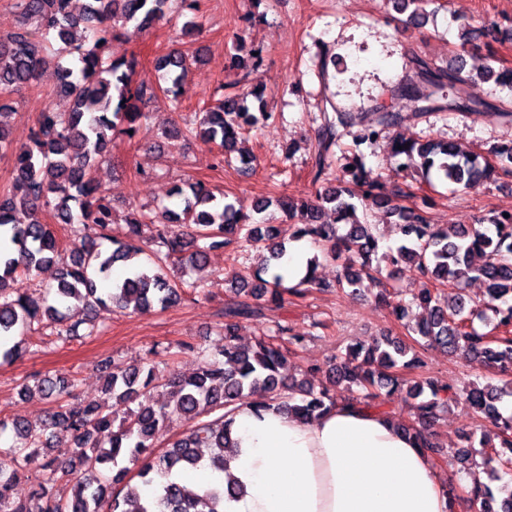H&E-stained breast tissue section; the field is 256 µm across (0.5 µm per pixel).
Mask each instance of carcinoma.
<instances>
[{
    "label": "carcinoma",
    "instance_id": "1",
    "mask_svg": "<svg viewBox=\"0 0 512 512\" xmlns=\"http://www.w3.org/2000/svg\"><path fill=\"white\" fill-rule=\"evenodd\" d=\"M173 0H83L75 12L73 0H19L26 26L0 34V149L10 146L4 117L12 109V92L32 85L40 66L53 51L52 40L62 42L60 65L64 80L59 91L73 99V108L58 112L46 106L39 112L30 143L11 154L13 181L0 191V231L7 244L0 248V337L24 336L35 323L56 331L60 339L94 336L101 332L97 312L109 307L140 311L161 310L179 305L197 293L200 284L174 280L173 267L205 265L214 251L227 253L231 260L252 256L253 266H243L231 276L236 300L224 309V344L215 355L203 356L201 366L190 376L174 374L162 387L163 399L151 396L152 370L127 366L107 358L103 361L105 391L114 400L71 403L65 400L71 384L62 378L44 377L36 384L22 385L20 393H35L52 402L42 420L0 419V437L10 438L0 448V512H224V497L244 493L236 482H217L205 490L176 482L160 483L143 495L140 489L154 485L155 477L194 469L204 457L224 472L229 468L228 450L236 447L233 415L237 405L276 409L305 421L317 419L338 404L330 387L343 384L350 391L344 402L386 414L398 428L433 458L444 446L431 426L452 404L464 400L475 416L489 423L494 435H484L480 447L468 446L456 452L457 461L472 471L486 472L512 461V413L500 411L504 398L512 399V383L498 386L472 380L460 389L433 378L409 381L401 372L423 366L418 349L440 347L480 357L501 375L512 374V212H497L477 219V225L432 224L427 209L429 196H419L412 186L396 190V200L378 193V180L366 168L362 146H371L387 126H398V112H381L372 125L355 136L349 147L352 156L336 177V185L316 192L314 197L296 199L289 195L259 197L254 215L236 207V201L216 196L201 181L174 188L183 207L177 212L135 208L117 232L112 231L111 202L95 182L93 171L105 159L117 136L130 139L143 129L146 113L142 107L157 96L156 88L138 79L140 60L134 53L116 55L118 39L113 23H132L148 31L170 14ZM400 13L422 0H390ZM410 12V11H408ZM409 20L424 24L418 10ZM498 23L476 27L458 24L460 49L492 36ZM190 57L181 51L157 59L155 67L166 72L168 86L161 88L174 110H180L178 86L188 69ZM498 59L486 58L479 75L501 85L512 84V69L496 67ZM466 60L457 54L448 69L419 67L423 81L406 84L397 94L417 104L451 99L450 106L472 115L481 114V104L464 95L468 84ZM263 101L264 90L255 87L240 97L221 96L196 121L175 124L164 134L170 142L196 135L214 145L216 164L232 159L239 138L253 127L275 119L272 112H252L247 97ZM357 124L356 115L336 112L323 115L318 130L314 180L331 169L334 148ZM393 156L402 170H421L462 191L481 180L512 179V142L498 144L487 154L465 152L446 141L401 140ZM378 206L392 217L398 244L380 251L372 226L357 218V205ZM292 219L306 213L296 225L292 238L307 239L318 250L307 260L306 273L288 283L282 272L287 255L286 242L277 226L265 216L270 209ZM336 215L332 222L322 219L325 209ZM48 210L60 224L70 226L73 242L62 247L52 227L42 219ZM493 226L494 233L480 229ZM107 240L112 250L101 249ZM147 256L149 268L116 281L109 288L112 267ZM342 262L336 288L359 292L376 283L380 276L390 280L405 271H416L431 287L416 297L428 312L407 327L408 338L386 337L372 344L351 342L330 364L332 376L318 379L320 368L311 365L301 377L286 376L292 351L305 337L288 326L275 324L272 335L250 344L239 341L237 322L263 316V310L284 306L287 296L303 298L323 287L317 277L321 262ZM58 264L56 284L36 298L12 283L48 264ZM473 280L487 284L484 308L468 306L466 287ZM82 304L83 318L73 319L70 302ZM483 321L488 330L474 325ZM288 346H283V336ZM26 351L23 340L0 345V364L11 363ZM406 388L413 403L414 419L407 422L386 408L385 392ZM175 418L188 423L187 429L161 450L155 449L156 434ZM65 435L68 449H58ZM41 452L45 462L36 476L26 473L25 464ZM478 512H512V484L496 488L472 480L462 487Z\"/></svg>",
    "mask_w": 512,
    "mask_h": 512
}]
</instances>
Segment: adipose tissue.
Listing matches in <instances>:
<instances>
[{
    "label": "adipose tissue",
    "instance_id": "ef3b65f1",
    "mask_svg": "<svg viewBox=\"0 0 512 512\" xmlns=\"http://www.w3.org/2000/svg\"><path fill=\"white\" fill-rule=\"evenodd\" d=\"M224 512H455L423 449L391 418L343 404L305 422L239 406Z\"/></svg>",
    "mask_w": 512,
    "mask_h": 512
}]
</instances>
